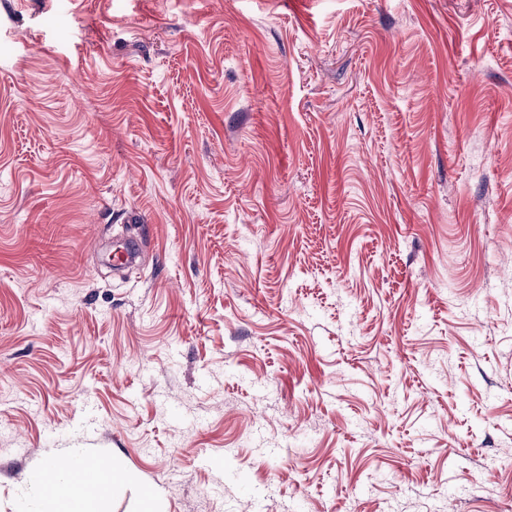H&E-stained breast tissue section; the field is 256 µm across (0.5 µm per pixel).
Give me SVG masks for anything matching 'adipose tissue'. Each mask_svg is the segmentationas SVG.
I'll list each match as a JSON object with an SVG mask.
<instances>
[{
	"label": "adipose tissue",
	"mask_w": 512,
	"mask_h": 512,
	"mask_svg": "<svg viewBox=\"0 0 512 512\" xmlns=\"http://www.w3.org/2000/svg\"><path fill=\"white\" fill-rule=\"evenodd\" d=\"M79 465L89 469V477L73 480L61 475L53 465H44L33 476L29 496L38 495L44 481L51 479L56 482L58 490L49 502L47 512H97L95 504L98 498L107 491L109 483L117 482L121 475L117 469H109V480L104 483L91 475L92 470L99 467V460L83 457Z\"/></svg>",
	"instance_id": "ef3b65f1"
}]
</instances>
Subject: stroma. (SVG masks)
Listing matches in <instances>:
<instances>
[{
    "label": "stroma",
    "mask_w": 512,
    "mask_h": 512,
    "mask_svg": "<svg viewBox=\"0 0 512 512\" xmlns=\"http://www.w3.org/2000/svg\"><path fill=\"white\" fill-rule=\"evenodd\" d=\"M77 451L512 512V0H0V512Z\"/></svg>",
    "instance_id": "35a3bbf8"
}]
</instances>
